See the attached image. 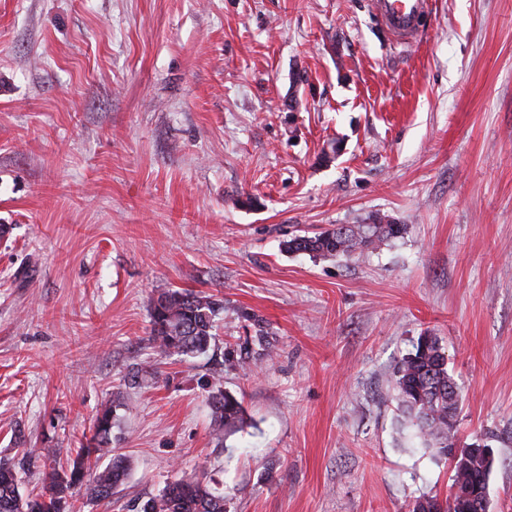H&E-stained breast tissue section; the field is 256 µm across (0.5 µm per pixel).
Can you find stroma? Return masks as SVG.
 Listing matches in <instances>:
<instances>
[{
    "label": "stroma",
    "mask_w": 512,
    "mask_h": 512,
    "mask_svg": "<svg viewBox=\"0 0 512 512\" xmlns=\"http://www.w3.org/2000/svg\"><path fill=\"white\" fill-rule=\"evenodd\" d=\"M432 2L394 46L371 0H0V455L22 491L119 390L128 478L80 512L177 479L227 512H406L448 492L395 401L428 331L460 440L495 450L489 512H512V0ZM376 215L407 232L366 257L282 249ZM163 288L223 298L206 353L150 343ZM257 319L271 354L245 370ZM219 368L245 410L220 442Z\"/></svg>",
    "instance_id": "stroma-1"
}]
</instances>
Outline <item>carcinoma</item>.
<instances>
[{
    "mask_svg": "<svg viewBox=\"0 0 512 512\" xmlns=\"http://www.w3.org/2000/svg\"><path fill=\"white\" fill-rule=\"evenodd\" d=\"M407 225L374 217L370 224H336L311 235H296L284 243L287 253L314 257L361 256L380 243L406 233ZM224 313V301L190 289H167L150 303L151 340L167 355L190 356L206 352L214 338L215 321ZM395 390L401 423L423 437L438 455L448 456L457 441L456 417L461 391L448 372V355L439 339L420 336L413 350L397 363ZM212 435L243 423L241 402L223 386L216 374L208 387ZM124 397L117 391L109 405L95 417L90 435L83 436L75 458L54 465L60 449L43 448L40 456L53 463L47 484L40 492L22 495L18 474L9 459L0 458V512H75L74 490L86 487L95 503L108 504L124 485L129 471L127 458L112 448V427ZM494 464L479 456L459 459L451 466L448 495L422 494L410 512H470V505L489 485ZM138 512H226L224 496L208 486L187 479L175 480L162 493L138 505Z\"/></svg>",
    "mask_w": 512,
    "mask_h": 512,
    "instance_id": "cac0c4a2",
    "label": "carcinoma"
}]
</instances>
